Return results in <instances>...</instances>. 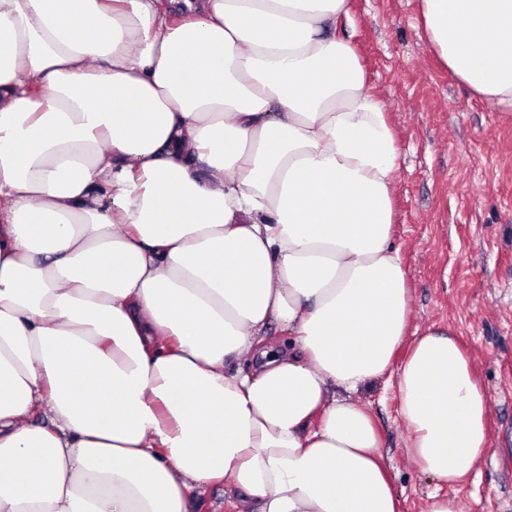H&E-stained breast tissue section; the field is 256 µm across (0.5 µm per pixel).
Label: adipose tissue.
<instances>
[{"instance_id":"1","label":"adipose tissue","mask_w":512,"mask_h":512,"mask_svg":"<svg viewBox=\"0 0 512 512\" xmlns=\"http://www.w3.org/2000/svg\"><path fill=\"white\" fill-rule=\"evenodd\" d=\"M349 0H0V512H400L355 393L395 373L408 452L477 471L456 339L402 363L398 148ZM512 108V0H420ZM287 335L273 345V332ZM224 501V503H223ZM222 502V508L220 512H234L236 509L233 504L228 502L227 497H224L223 486H216L207 490L199 499L198 507L195 511L197 512H212L213 503L217 504Z\"/></svg>"}]
</instances>
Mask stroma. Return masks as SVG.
I'll list each match as a JSON object with an SVG mask.
<instances>
[{"label":"stroma","instance_id":"stroma-1","mask_svg":"<svg viewBox=\"0 0 512 512\" xmlns=\"http://www.w3.org/2000/svg\"><path fill=\"white\" fill-rule=\"evenodd\" d=\"M352 40L386 106L399 156L393 243L407 274L405 345L451 330L489 406V446L452 492L466 512H512V111L483 101L430 49L419 0H350ZM401 512H425L436 489L407 452L408 427L386 379L362 385Z\"/></svg>","mask_w":512,"mask_h":512}]
</instances>
